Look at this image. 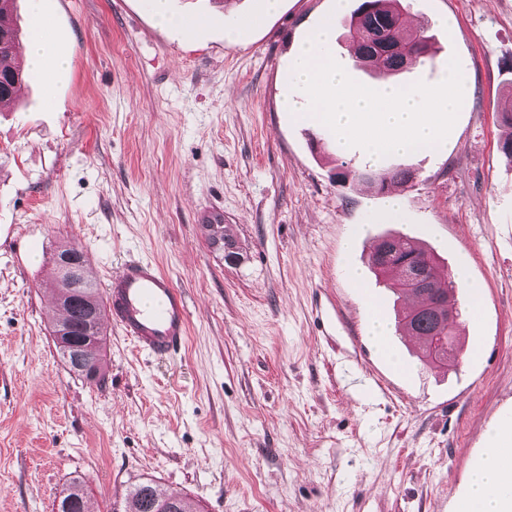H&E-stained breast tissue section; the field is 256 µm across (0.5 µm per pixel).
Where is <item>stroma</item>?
I'll return each instance as SVG.
<instances>
[{"label": "stroma", "mask_w": 512, "mask_h": 512, "mask_svg": "<svg viewBox=\"0 0 512 512\" xmlns=\"http://www.w3.org/2000/svg\"><path fill=\"white\" fill-rule=\"evenodd\" d=\"M359 3L169 0L204 21L185 33L152 0H44L68 66L0 110V512H54L75 478L98 512L146 478L204 512H457L485 433L512 425V0H406L435 61L393 75L354 64ZM327 19L331 56L374 89L436 84L460 61L442 147L382 162L413 174L396 218L358 178L362 148L333 153L327 126L281 107L297 47ZM216 207L236 262L202 232ZM388 233L465 269L461 306L479 288L458 365H423L396 330L393 356L378 348L369 298L391 324L405 306L367 263ZM61 243L99 282L156 262L188 299L181 352L140 353L111 326L104 383L69 372L49 334Z\"/></svg>", "instance_id": "obj_1"}]
</instances>
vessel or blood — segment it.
I'll return each mask as SVG.
<instances>
[{"instance_id": "vessel-or-blood-1", "label": "vessel or blood", "mask_w": 512, "mask_h": 512, "mask_svg": "<svg viewBox=\"0 0 512 512\" xmlns=\"http://www.w3.org/2000/svg\"><path fill=\"white\" fill-rule=\"evenodd\" d=\"M106 318L142 353L163 358L180 351L189 334L183 291L147 260L132 261L104 284Z\"/></svg>"}]
</instances>
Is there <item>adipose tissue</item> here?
I'll use <instances>...</instances> for the list:
<instances>
[{
	"mask_svg": "<svg viewBox=\"0 0 512 512\" xmlns=\"http://www.w3.org/2000/svg\"><path fill=\"white\" fill-rule=\"evenodd\" d=\"M489 448L472 472L461 512H512V428L489 433Z\"/></svg>",
	"mask_w": 512,
	"mask_h": 512,
	"instance_id": "obj_1",
	"label": "adipose tissue"
}]
</instances>
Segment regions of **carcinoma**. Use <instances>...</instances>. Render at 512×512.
<instances>
[{"label":"carcinoma","instance_id":"obj_1","mask_svg":"<svg viewBox=\"0 0 512 512\" xmlns=\"http://www.w3.org/2000/svg\"><path fill=\"white\" fill-rule=\"evenodd\" d=\"M15 0H0V99L9 96L22 84L29 74L21 66H8L3 61L11 57L19 36V29L13 19ZM406 8L403 0H361L356 13L351 19V39L358 50L355 53V65L362 68L384 66L389 72H398L408 63L409 58L433 59L431 54V36L427 29L406 32ZM378 191L382 192L396 183L410 180L406 169L383 171L379 174H358ZM70 254L79 269L76 287L66 290L60 288V277H55V291H66L64 300H56L58 308L67 316L53 323L52 328L64 326L71 335L83 336L88 330L87 312L89 306L97 310L95 327H97L99 349H104L105 306L102 293L87 272V260L83 251L62 245L57 248L54 257ZM371 268L379 275L388 278V288L401 297H423L425 303L416 307L417 316L411 323L400 320L406 332H414L422 337L420 360L429 362L434 339L448 328L447 302H456L454 298V281L448 278L437 265L434 256L410 239L394 235L380 237L368 259ZM414 275L428 283L430 288L411 292L401 287L403 279ZM450 329V328H448ZM451 336H456L455 329H450ZM150 490L160 499L173 500L179 505V512H200L199 503L189 495H176L168 492L154 480L138 484L127 498L122 512H150V501L142 492ZM76 496V512H95V503L87 491L84 482H71L64 497Z\"/></svg>","mask_w":512,"mask_h":512}]
</instances>
